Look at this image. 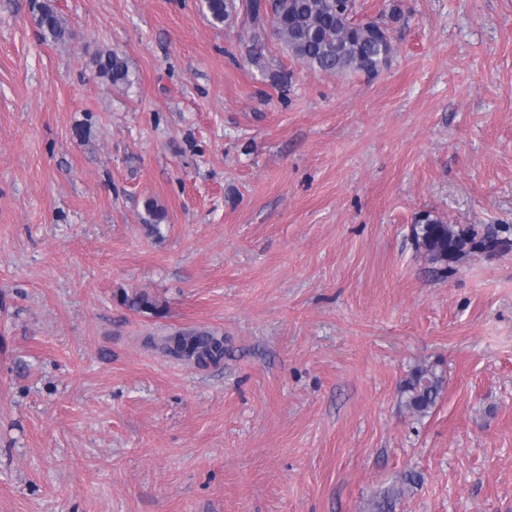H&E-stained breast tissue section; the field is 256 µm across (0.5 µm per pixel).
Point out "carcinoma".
<instances>
[{"label": "carcinoma", "mask_w": 512, "mask_h": 512, "mask_svg": "<svg viewBox=\"0 0 512 512\" xmlns=\"http://www.w3.org/2000/svg\"><path fill=\"white\" fill-rule=\"evenodd\" d=\"M203 7L217 23L230 22L245 12L252 37L262 34L266 25L275 28L281 43L306 68L328 75L362 74L372 79L386 67L394 52L385 22L358 21L356 0H204ZM38 26L44 37L56 42L65 38L66 27L50 0L38 4ZM99 75L114 87L132 84L125 56L102 50L93 58ZM165 212L152 200L145 202L143 224L152 233ZM414 237L433 263L449 262L472 252H488L508 247V240L481 235L473 228L457 229L425 217L414 227ZM166 349L179 357L193 358L199 364L216 361L224 355V339L209 332H178L166 339ZM446 377L437 367L419 368L401 387L405 406L423 416L441 396Z\"/></svg>", "instance_id": "1"}]
</instances>
